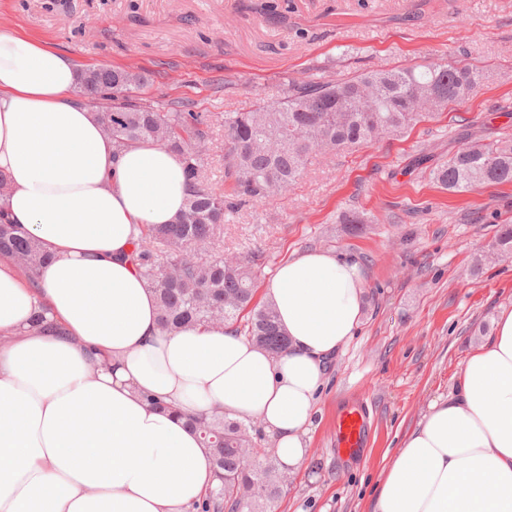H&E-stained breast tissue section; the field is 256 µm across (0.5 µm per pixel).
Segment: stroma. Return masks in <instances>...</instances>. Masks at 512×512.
I'll list each match as a JSON object with an SVG mask.
<instances>
[{
  "mask_svg": "<svg viewBox=\"0 0 512 512\" xmlns=\"http://www.w3.org/2000/svg\"><path fill=\"white\" fill-rule=\"evenodd\" d=\"M0 28L84 69L141 72V98L165 111H243L312 74L439 58L485 67L467 101L405 137L315 156L273 203H247L224 225L225 254L261 253L263 282L309 250L363 267L365 315L327 367L306 462L275 512H369L383 466L512 306V256L492 249L512 225V182L452 193L430 177L471 139H512V0H0ZM349 210L370 224L352 232ZM356 397L371 434L342 460L333 421Z\"/></svg>",
  "mask_w": 512,
  "mask_h": 512,
  "instance_id": "obj_1",
  "label": "stroma"
}]
</instances>
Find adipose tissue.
Returning <instances> with one entry per match:
<instances>
[{"instance_id": "adipose-tissue-1", "label": "adipose tissue", "mask_w": 512, "mask_h": 512, "mask_svg": "<svg viewBox=\"0 0 512 512\" xmlns=\"http://www.w3.org/2000/svg\"><path fill=\"white\" fill-rule=\"evenodd\" d=\"M79 80L66 53L0 29V175L12 221L52 257L32 282L0 256V512H191L215 478L185 418L216 407L258 418L297 471L325 366L364 317L359 264L313 250L276 269L263 297L289 338L278 357L228 328L160 333L127 255L139 226L183 209L184 166L152 143L116 151L75 102ZM40 304L63 334L31 327ZM370 509L512 512V306L385 465Z\"/></svg>"}]
</instances>
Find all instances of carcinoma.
<instances>
[{
  "instance_id": "cac0c4a2",
  "label": "carcinoma",
  "mask_w": 512,
  "mask_h": 512,
  "mask_svg": "<svg viewBox=\"0 0 512 512\" xmlns=\"http://www.w3.org/2000/svg\"><path fill=\"white\" fill-rule=\"evenodd\" d=\"M485 78L484 68L461 63L362 71L336 80L290 81L283 97L248 112H164L141 102L145 84L136 71L110 67L83 71L78 92L103 103L102 124L116 147L153 142L177 153L188 180L184 210L171 224L146 225L131 242L128 260L154 292L162 330L231 327L276 357L288 349L273 306L253 303L260 255L224 257V221L238 205L273 199L271 187H292L309 157L319 150L346 151L384 137H401L418 123L469 99ZM224 127V181L230 196L216 191L201 163V145L214 125ZM450 192L512 181V142L474 140L432 171ZM7 185L0 179V256L24 261L34 275L50 261L38 240L11 222ZM219 486L201 512H274L286 471L275 461L256 464L257 436L249 422L215 411L194 417Z\"/></svg>"
}]
</instances>
